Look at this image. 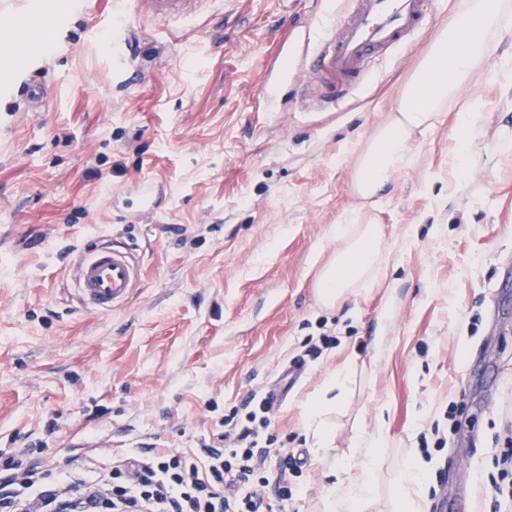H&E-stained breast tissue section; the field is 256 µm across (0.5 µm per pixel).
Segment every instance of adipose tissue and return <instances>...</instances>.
Instances as JSON below:
<instances>
[{
    "label": "adipose tissue",
    "instance_id": "1",
    "mask_svg": "<svg viewBox=\"0 0 512 512\" xmlns=\"http://www.w3.org/2000/svg\"><path fill=\"white\" fill-rule=\"evenodd\" d=\"M512 40V6L506 0H467L448 28L435 38L426 60L415 74L396 113L370 138L354 177L362 198L378 197L392 175L410 160L415 134L435 128L437 109L465 88L492 83L501 97L512 98V53L490 66L492 46ZM342 246L318 278L319 301L329 309L340 306L355 288L368 283L382 260L383 229L378 224H339L333 229ZM385 440L383 423L361 427L356 439L362 448L359 467L343 466V479L334 483L325 512H368L375 491L374 450ZM426 463L412 458L402 471L394 493V512H418L426 489Z\"/></svg>",
    "mask_w": 512,
    "mask_h": 512
}]
</instances>
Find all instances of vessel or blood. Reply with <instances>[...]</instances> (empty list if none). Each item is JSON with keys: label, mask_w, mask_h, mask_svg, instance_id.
Segmentation results:
<instances>
[{"label": "vessel or blood", "mask_w": 512, "mask_h": 512, "mask_svg": "<svg viewBox=\"0 0 512 512\" xmlns=\"http://www.w3.org/2000/svg\"><path fill=\"white\" fill-rule=\"evenodd\" d=\"M220 10L224 0H136L146 15L177 22L190 20L199 4ZM341 12L335 0H323L308 30L296 68L290 70L301 102L332 103L362 84L370 64L408 47L424 28L434 0H350ZM79 302L87 310L109 313L142 285L141 268L124 248L96 244L81 250L71 268Z\"/></svg>", "instance_id": "obj_1"}]
</instances>
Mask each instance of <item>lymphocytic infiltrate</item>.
<instances>
[{"mask_svg":"<svg viewBox=\"0 0 512 512\" xmlns=\"http://www.w3.org/2000/svg\"><path fill=\"white\" fill-rule=\"evenodd\" d=\"M270 412L263 400L226 415L221 448L27 464L0 450V512H263L261 494L242 498L233 488L257 476L256 436Z\"/></svg>","mask_w":512,"mask_h":512,"instance_id":"f902f5d3","label":"lymphocytic infiltrate"}]
</instances>
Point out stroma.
I'll use <instances>...</instances> for the list:
<instances>
[{
	"mask_svg": "<svg viewBox=\"0 0 512 512\" xmlns=\"http://www.w3.org/2000/svg\"><path fill=\"white\" fill-rule=\"evenodd\" d=\"M465 0H436L426 28L377 63L336 105L304 106L289 87L270 111L258 87L283 51L304 43L311 0H224L185 25L139 17L131 0H0L50 21L15 22L0 53V448L64 459L92 441L101 454L215 444L224 416L249 396L283 399L262 431V472L284 458L292 496L270 512H324L335 467L357 464L361 424L383 418L371 512H392L412 455L428 464L422 512H438L459 462L476 475L464 512H495L494 458L512 425V171L489 159L504 143L512 100L488 87L466 176L448 164L463 107L443 104L416 137L386 195L364 200L354 173L372 132L395 112L436 35ZM138 42L110 81L112 20ZM49 99L31 111L28 88ZM158 207L142 214V179ZM351 219L384 228L376 277L340 308L321 306L317 279ZM130 249L143 282L107 314L82 309L70 266L83 245ZM390 347L373 338L389 303ZM335 337L289 380L310 338ZM353 377L324 415L328 453L314 450L307 408L344 362Z\"/></svg>",
	"mask_w": 512,
	"mask_h": 512,
	"instance_id": "stroma-1",
	"label": "stroma"
}]
</instances>
